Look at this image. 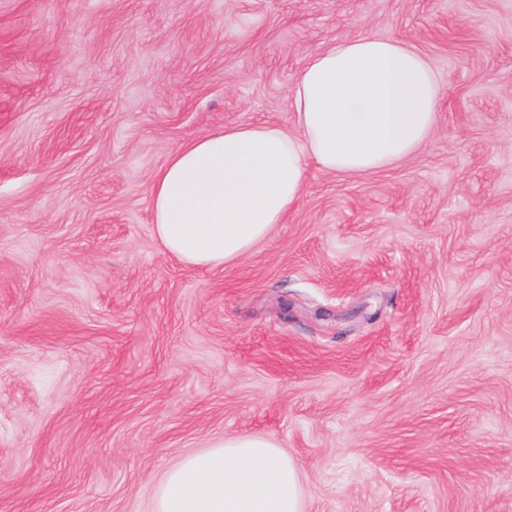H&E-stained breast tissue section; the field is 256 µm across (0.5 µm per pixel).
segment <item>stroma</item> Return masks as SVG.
Here are the masks:
<instances>
[{
	"instance_id": "stroma-1",
	"label": "stroma",
	"mask_w": 512,
	"mask_h": 512,
	"mask_svg": "<svg viewBox=\"0 0 512 512\" xmlns=\"http://www.w3.org/2000/svg\"><path fill=\"white\" fill-rule=\"evenodd\" d=\"M362 35L434 67L429 141L308 163L234 264L167 254L171 154L292 127L309 58ZM243 434L303 512H512V0H0V512H155Z\"/></svg>"
}]
</instances>
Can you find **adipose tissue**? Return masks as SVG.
I'll return each mask as SVG.
<instances>
[{
  "instance_id": "obj_1",
  "label": "adipose tissue",
  "mask_w": 512,
  "mask_h": 512,
  "mask_svg": "<svg viewBox=\"0 0 512 512\" xmlns=\"http://www.w3.org/2000/svg\"><path fill=\"white\" fill-rule=\"evenodd\" d=\"M291 97L295 131L227 126L171 156L152 189L168 254L204 268L234 263L296 204L307 162L376 173L412 154L437 122L436 74L396 39H338L312 55ZM156 512H302L297 466L269 439L231 437L170 469Z\"/></svg>"
}]
</instances>
